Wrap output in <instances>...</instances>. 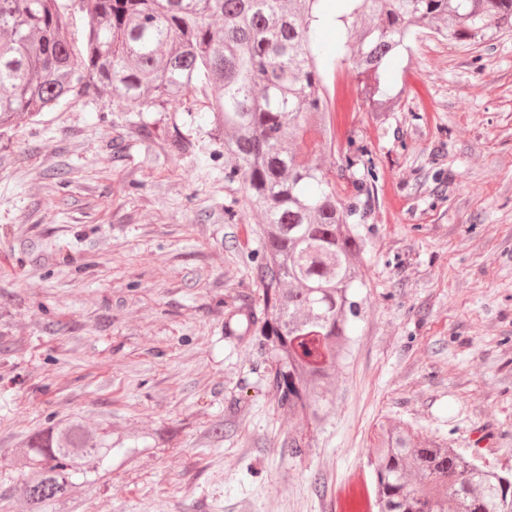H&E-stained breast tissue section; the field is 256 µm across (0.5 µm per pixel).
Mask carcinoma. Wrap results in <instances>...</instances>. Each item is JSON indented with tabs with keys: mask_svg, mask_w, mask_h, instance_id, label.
<instances>
[{
	"mask_svg": "<svg viewBox=\"0 0 512 512\" xmlns=\"http://www.w3.org/2000/svg\"><path fill=\"white\" fill-rule=\"evenodd\" d=\"M321 0H0V126L66 98L109 94L165 108L192 90L234 162L268 254L251 327L275 367L269 390L290 416L318 425L347 349L365 245L323 157L335 149L325 95L330 69L361 78V106L392 112L384 63L423 33L480 41L512 27V0H345V37L327 51ZM87 19L82 49L70 14ZM112 445L74 415L18 452L11 497L25 512H79ZM371 512H512V472L499 474L395 424L380 428L368 484Z\"/></svg>",
	"mask_w": 512,
	"mask_h": 512,
	"instance_id": "carcinoma-1",
	"label": "carcinoma"
}]
</instances>
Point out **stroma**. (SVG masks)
<instances>
[{
  "label": "stroma",
  "mask_w": 512,
  "mask_h": 512,
  "mask_svg": "<svg viewBox=\"0 0 512 512\" xmlns=\"http://www.w3.org/2000/svg\"><path fill=\"white\" fill-rule=\"evenodd\" d=\"M386 83L395 111L335 115L327 163L346 199L370 196L316 427L279 410L262 338L224 332L263 252L201 91L0 127L1 497L14 454L72 415L114 447L81 512H339L386 423L512 470V28L421 35Z\"/></svg>",
  "instance_id": "stroma-1"
}]
</instances>
